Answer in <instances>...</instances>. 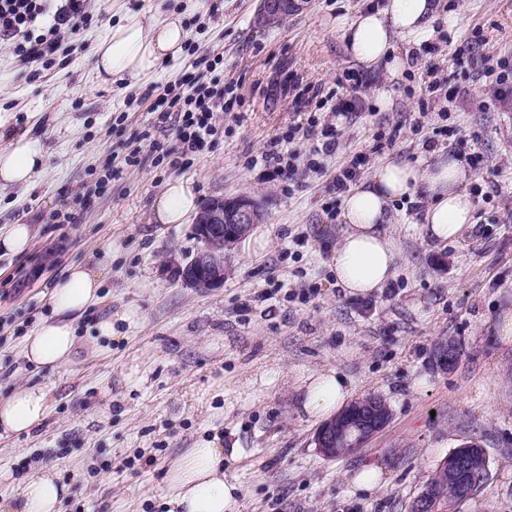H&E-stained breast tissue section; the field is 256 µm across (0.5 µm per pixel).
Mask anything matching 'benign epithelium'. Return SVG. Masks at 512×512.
Instances as JSON below:
<instances>
[{"instance_id": "1", "label": "benign epithelium", "mask_w": 512, "mask_h": 512, "mask_svg": "<svg viewBox=\"0 0 512 512\" xmlns=\"http://www.w3.org/2000/svg\"><path fill=\"white\" fill-rule=\"evenodd\" d=\"M308 4V0H259L257 15L271 24L281 18L299 12ZM263 217L261 204L249 196L226 200L219 196L213 198L195 218V231L203 247L179 268L183 283L191 288H219L224 284V250L228 246L224 230L231 226L235 235H245L253 225ZM458 352L448 342L439 343L432 355L433 365L442 370H449L456 365ZM354 420L359 429L358 439L351 444L353 448L365 447L388 424L390 408L380 405L379 399L370 395L352 402V406L342 416L325 422L315 434V444L320 452L334 458L347 452L342 447L343 421ZM439 469L448 474V481H459L460 488L469 486V479L475 466L464 463L462 458L451 455ZM418 499L423 506H431L435 512H454L450 503L444 502L438 491L431 488L422 489Z\"/></svg>"}]
</instances>
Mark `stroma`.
<instances>
[{"label": "stroma", "mask_w": 512, "mask_h": 512, "mask_svg": "<svg viewBox=\"0 0 512 512\" xmlns=\"http://www.w3.org/2000/svg\"><path fill=\"white\" fill-rule=\"evenodd\" d=\"M381 2L310 0L262 27L255 0H119L180 13L190 32L188 51L135 88L99 84L91 69L110 0H89L90 26L53 63L22 67L0 46V106L36 125L47 153L32 186L0 190V225L37 228L27 254L0 257V390L39 383L52 401L37 432L0 439V501L13 477L53 469L70 485L63 512H167L174 463L215 443L241 450L224 461L242 488L239 512H407L439 464L474 441L489 476L456 512H512V343L498 328L512 310V0H438L428 35L398 42L407 66L397 73L355 63L342 36ZM197 60L212 63L233 108L174 162V120L152 106ZM342 101L352 112L337 114ZM311 117L316 133L336 128L335 155L292 134ZM145 129L151 140L138 139ZM288 136L301 157L271 177L261 154ZM430 139L465 160L472 224L444 245L421 235L423 196L395 203L394 277L373 295L344 294L331 266L345 228L337 166L358 156L365 177L387 159L421 169ZM153 141L155 158L126 165ZM178 177L201 202L262 205L250 233L260 245H232L221 288H190L178 274L200 247L192 224L154 221ZM74 262L106 268L110 348L83 344L65 369H35L24 338ZM443 337L461 352L447 372L431 364ZM327 370L352 398L379 394L392 410L366 447L335 458L316 448L320 421L301 405L307 378ZM374 464L382 485L355 489Z\"/></svg>", "instance_id": "35a3bbf8"}]
</instances>
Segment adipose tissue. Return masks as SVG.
<instances>
[{"label": "adipose tissue", "mask_w": 512, "mask_h": 512, "mask_svg": "<svg viewBox=\"0 0 512 512\" xmlns=\"http://www.w3.org/2000/svg\"><path fill=\"white\" fill-rule=\"evenodd\" d=\"M437 14L435 0H387L385 6L361 12L344 34L349 56L365 69L388 64L400 70L403 59L396 44L429 30ZM190 32L180 15L160 9L126 13L98 40L92 70L103 83L136 86L164 60L182 54ZM46 158L43 137L34 127L19 128L14 111L0 108V189L30 185ZM466 164L438 150L426 170L402 162H383L343 200L346 229L332 268L336 284L346 294L381 290L394 275L396 248L385 226L395 202L425 190L427 203L422 231L432 240L453 242L472 222L473 203L463 189ZM192 184L171 181L155 204L163 224H183L198 209ZM100 270L70 264L52 284L51 313L25 337L23 354L39 369L68 366L79 343L77 323L89 310L100 309L99 338L111 339L112 314L101 292ZM350 390L344 377L330 370L311 379L303 410L327 419L346 406ZM51 411L47 389L40 384L18 387L0 396V438L28 435L40 428ZM223 448L188 449L169 474V512H239L240 486L224 473ZM70 487L56 472L17 479L8 512H61Z\"/></svg>", "instance_id": "ef3b65f1"}]
</instances>
